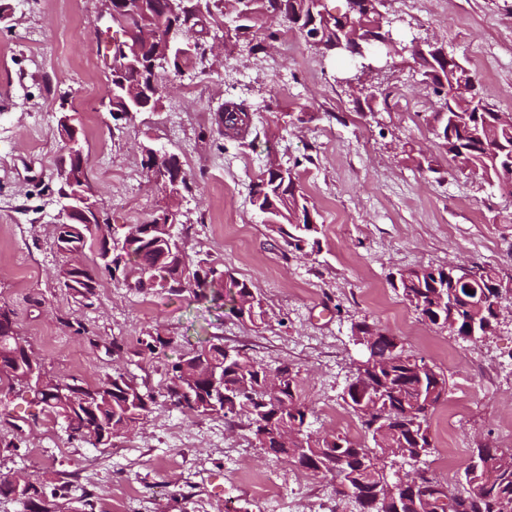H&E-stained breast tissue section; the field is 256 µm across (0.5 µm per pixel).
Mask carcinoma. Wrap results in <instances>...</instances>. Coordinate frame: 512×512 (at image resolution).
I'll list each match as a JSON object with an SVG mask.
<instances>
[{
  "instance_id": "obj_1",
  "label": "carcinoma",
  "mask_w": 512,
  "mask_h": 512,
  "mask_svg": "<svg viewBox=\"0 0 512 512\" xmlns=\"http://www.w3.org/2000/svg\"><path fill=\"white\" fill-rule=\"evenodd\" d=\"M181 14L175 18L184 36L192 42V55L186 62L197 65L198 74L208 68L207 38L224 27L227 13L239 18L238 38L259 50L258 32L281 10H288V29L304 36L312 24L320 32L315 50L321 55L336 51V40L357 33L385 39L387 32L374 30V15L353 14L346 27L338 26L336 16L324 11L323 0H180ZM114 11L126 15L121 30L126 41L139 46L146 59L160 51L166 31L168 0H131L113 4ZM120 46L112 48L116 62L112 73V119L128 120L129 111L146 112L158 99L144 98L137 107L135 91L148 85L150 76L123 64ZM156 79L163 83L168 69L181 72L176 49L163 58ZM422 76L439 97L434 113V134L456 167L474 175H487L493 188L512 196V124L498 121V112L478 90L462 97L456 93L460 83L476 85L471 69L463 61L448 60L425 48L420 53ZM250 106L245 101L228 99L219 115L225 135L236 138L249 128ZM297 177L265 170L254 182L251 204L263 215V223L285 243L289 250L306 254L319 247L322 225L311 222L316 208L300 191ZM54 241L65 242L77 252L94 255L90 268L63 270L61 287L80 301L97 296L100 276L121 279L127 287L141 293L155 288L172 296L182 295L180 285L196 281L194 295L200 300L229 297L232 311L253 325L265 322L262 299L245 280L213 265L192 263L187 241L177 224H146L138 238H129L112 228L109 221L89 227L85 224H56ZM392 287L403 301L427 325L446 329L467 339H480L494 330L492 306L503 293V285L494 269L483 267V276L474 283L472 293L484 300L481 311L465 308L457 294L469 296L466 286L446 267H417L398 273ZM357 336H372L369 355L377 365L365 371V380L352 378L343 400L358 415L361 429L373 446L346 436L319 434L309 430L311 410L300 396L298 372L288 365L274 370L279 388L267 386L269 370L238 350L222 343L204 341L181 355L168 369L167 393L174 402L202 415L219 414L227 423L241 416L248 420L260 448L270 456L284 459L313 473H330L336 483H345L358 492L354 498L358 512H512V455L498 456L495 449L476 450V462H467L462 475V490L453 491L425 469L403 481L387 472L395 458L415 463L433 448L428 426L432 410L448 395V378L424 358L394 347L397 336L367 322L355 328ZM171 340L159 333L139 340L141 354L153 358L169 347ZM16 353V365L0 369V381L8 390L29 392L46 413L62 420L69 438L88 443L92 434L112 431L117 437L129 430V423L146 415L154 402L134 376L116 372L107 380L90 385L80 377L57 380L45 372L24 381L30 370L29 353L18 337L0 331V354ZM224 375L223 391L207 385H193L192 375L210 377L214 371ZM57 489L39 487L33 498L22 502V512H38L36 503L55 512Z\"/></svg>"
}]
</instances>
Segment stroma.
I'll list each match as a JSON object with an SVG mask.
<instances>
[{
    "label": "stroma",
    "instance_id": "obj_1",
    "mask_svg": "<svg viewBox=\"0 0 512 512\" xmlns=\"http://www.w3.org/2000/svg\"><path fill=\"white\" fill-rule=\"evenodd\" d=\"M10 3L0 25V306L50 376L94 385L128 371L155 402L135 428L95 447L71 440L31 396L0 393V477L59 486L62 512L87 500L107 512L119 495L124 512H357L330 475L264 454L247 419L230 426L174 405L166 372L214 338L268 368L288 363L313 430L336 434L323 406L343 403L364 356L353 341L363 321L448 377V398L429 418L425 469L449 448L458 471L472 449L512 448V197L459 172L439 148L436 98L410 54L366 78L367 106L341 83L350 55L321 57L298 37L255 54L219 43L207 75L167 77L157 111L116 122L101 101L124 34L101 18V0ZM387 11L398 37L417 34L466 59L492 107L512 114V0H388ZM230 98L251 107L241 142L219 133ZM63 107L81 122L90 182L112 225L149 221L167 203L143 168V145L177 155L191 181L179 205L187 251L252 284L267 311L262 327L188 291L140 294L106 277L87 305L60 288L63 269L92 262L54 243ZM272 158L295 167L319 213L313 252L289 251L251 205V184ZM471 264L494 268L508 289L495 332L479 341L426 325L389 283L403 269ZM156 331L171 347L140 356L139 338ZM10 440L17 450L4 449ZM255 475L281 484L282 497H259Z\"/></svg>",
    "mask_w": 512,
    "mask_h": 512
}]
</instances>
